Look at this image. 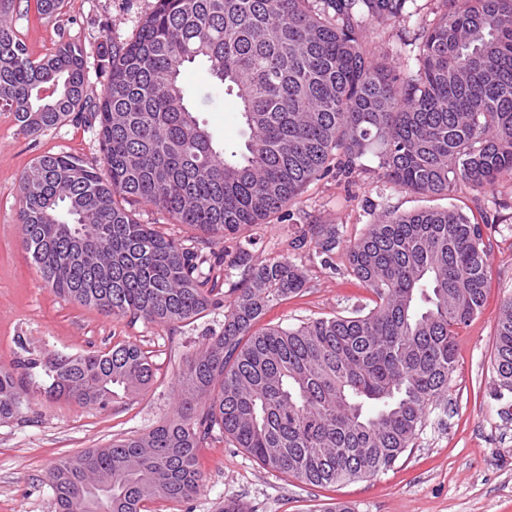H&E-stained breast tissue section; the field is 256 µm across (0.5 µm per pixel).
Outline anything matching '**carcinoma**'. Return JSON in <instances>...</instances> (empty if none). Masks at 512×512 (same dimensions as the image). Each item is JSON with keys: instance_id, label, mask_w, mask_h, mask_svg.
Listing matches in <instances>:
<instances>
[{"instance_id": "1", "label": "carcinoma", "mask_w": 512, "mask_h": 512, "mask_svg": "<svg viewBox=\"0 0 512 512\" xmlns=\"http://www.w3.org/2000/svg\"><path fill=\"white\" fill-rule=\"evenodd\" d=\"M419 28L416 66L399 71L372 26L407 0H156L135 36L105 51L101 93L86 88L85 47L63 41L33 59L0 0V110L32 135L71 114L98 122L102 164L36 158L20 179L22 242L65 298L115 317L190 325L224 309V328L187 358L173 416L152 431L68 456L47 474L58 512H144L182 502L203 482L215 431L264 468L334 487L392 468L448 392L458 329L486 300L489 250L458 208L384 213L346 248L375 296L368 311L260 325L305 287L290 259L255 263L251 236L204 249L283 214L327 175L351 178L371 153L381 177L427 196L512 178V0H437ZM202 63L236 98L243 144L216 140L183 81ZM143 202L202 231L188 247L138 222ZM294 249L329 255L336 230L312 225ZM240 272L233 300L215 268ZM44 396L107 409L145 389L155 366L139 346L54 354ZM493 372L512 394V297L501 306ZM0 369V422L26 402Z\"/></svg>"}]
</instances>
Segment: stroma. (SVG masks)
<instances>
[{
  "label": "stroma",
  "instance_id": "1",
  "mask_svg": "<svg viewBox=\"0 0 512 512\" xmlns=\"http://www.w3.org/2000/svg\"><path fill=\"white\" fill-rule=\"evenodd\" d=\"M155 0H64L60 13L46 18L17 6L14 31L32 57L52 51L64 38L87 51L90 95L106 82L101 53L111 42L128 41ZM433 0H409L402 20L380 27L377 45L399 69L414 66V37L432 18ZM200 118L224 140L241 142L242 121L233 96L213 84L201 67L188 68ZM65 153L100 162L96 127L65 121L26 135L12 113L0 110V368L20 359L45 360L56 353L106 351L133 343L157 368L154 381L137 397L101 410L74 402H52L30 387L21 415L0 424V512H57L47 473L61 458L113 440L148 433L173 413L177 375L205 336L220 332L223 313L184 326L157 325L112 317L61 297L43 280L24 250L19 228V180L38 156ZM373 159L352 182L328 176L307 186L285 217L251 228L256 260L301 257L307 283L296 297L274 305L267 323L293 325L309 319L347 316L372 305L373 295L351 276L343 252L325 267L313 246L294 250L292 241L310 225L335 228L341 240L360 238L379 214L429 207L461 208L477 215L489 250L487 299L456 340L457 368L444 405L427 415L422 431L389 470L364 479L321 488L264 469L244 449L216 435L203 452V485L186 502L160 501L148 512H220L225 501L243 512H319L330 501L352 512H512V418L503 414L512 395L497 397L492 363L503 300L512 295V179L477 192L459 186L448 197H425L387 182Z\"/></svg>",
  "mask_w": 512,
  "mask_h": 512
}]
</instances>
